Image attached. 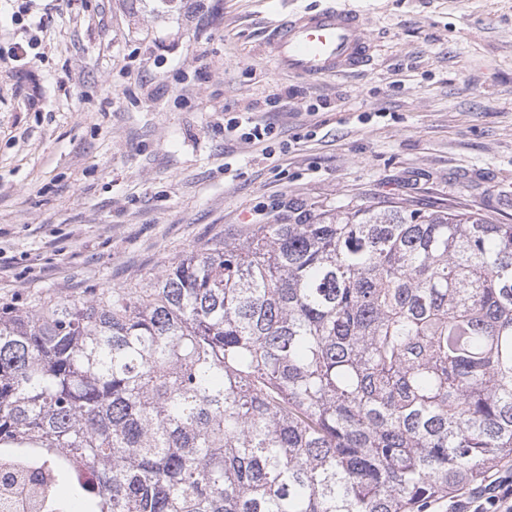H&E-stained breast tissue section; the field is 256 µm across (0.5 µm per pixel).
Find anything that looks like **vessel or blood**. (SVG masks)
<instances>
[{"label":"vessel or blood","mask_w":512,"mask_h":512,"mask_svg":"<svg viewBox=\"0 0 512 512\" xmlns=\"http://www.w3.org/2000/svg\"><path fill=\"white\" fill-rule=\"evenodd\" d=\"M268 48L278 69L306 80L356 72L374 52L364 15L344 0L289 15L271 30Z\"/></svg>","instance_id":"1"}]
</instances>
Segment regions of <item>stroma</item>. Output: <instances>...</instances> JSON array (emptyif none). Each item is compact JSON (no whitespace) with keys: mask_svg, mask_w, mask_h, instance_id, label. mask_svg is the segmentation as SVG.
I'll return each mask as SVG.
<instances>
[{"mask_svg":"<svg viewBox=\"0 0 512 512\" xmlns=\"http://www.w3.org/2000/svg\"><path fill=\"white\" fill-rule=\"evenodd\" d=\"M349 2L374 62L312 83L264 41L325 0H0V302L131 288L227 225L317 207L512 224V0ZM245 111L270 152L225 136ZM36 31L43 34L42 39L38 34L32 35L28 40L23 42H16L10 49V55L16 62L24 60L28 56V49L35 50L41 46L44 39V32L47 33V28L42 19L40 18L36 24Z\"/></svg>","mask_w":512,"mask_h":512,"instance_id":"obj_1","label":"stroma"}]
</instances>
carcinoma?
I'll list each match as a JSON object with an SVG mask.
<instances>
[{"label":"carcinoma","mask_w":512,"mask_h":512,"mask_svg":"<svg viewBox=\"0 0 512 512\" xmlns=\"http://www.w3.org/2000/svg\"><path fill=\"white\" fill-rule=\"evenodd\" d=\"M0 448L56 512H424L512 460V224L323 211L0 303Z\"/></svg>","instance_id":"1"}]
</instances>
